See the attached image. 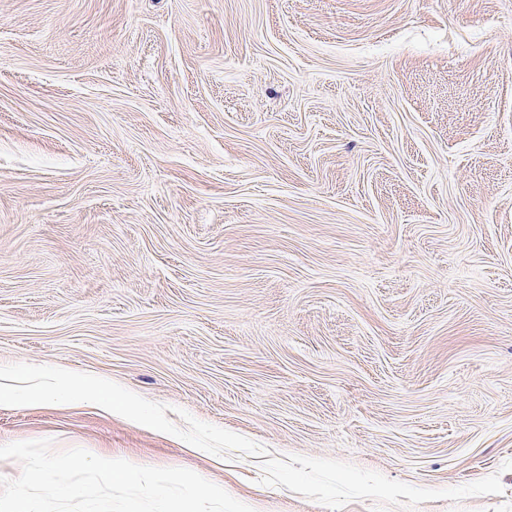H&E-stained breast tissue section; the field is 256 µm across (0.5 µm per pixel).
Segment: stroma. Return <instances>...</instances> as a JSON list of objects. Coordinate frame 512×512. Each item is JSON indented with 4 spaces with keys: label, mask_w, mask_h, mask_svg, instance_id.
Listing matches in <instances>:
<instances>
[{
    "label": "stroma",
    "mask_w": 512,
    "mask_h": 512,
    "mask_svg": "<svg viewBox=\"0 0 512 512\" xmlns=\"http://www.w3.org/2000/svg\"><path fill=\"white\" fill-rule=\"evenodd\" d=\"M0 445L254 512H512V0H0ZM32 406L43 404H68L79 398L86 403L110 413L123 412L126 397L112 388L94 386L89 381L65 374H52L49 380L31 385L20 392Z\"/></svg>",
    "instance_id": "1"
}]
</instances>
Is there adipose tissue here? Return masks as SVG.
<instances>
[{
    "instance_id": "1",
    "label": "adipose tissue",
    "mask_w": 512,
    "mask_h": 512,
    "mask_svg": "<svg viewBox=\"0 0 512 512\" xmlns=\"http://www.w3.org/2000/svg\"><path fill=\"white\" fill-rule=\"evenodd\" d=\"M24 396L31 405L68 404L73 399H81L104 411L116 413L124 411L127 400L120 393L105 386H95L89 381L65 374H55L49 380L24 389Z\"/></svg>"
}]
</instances>
